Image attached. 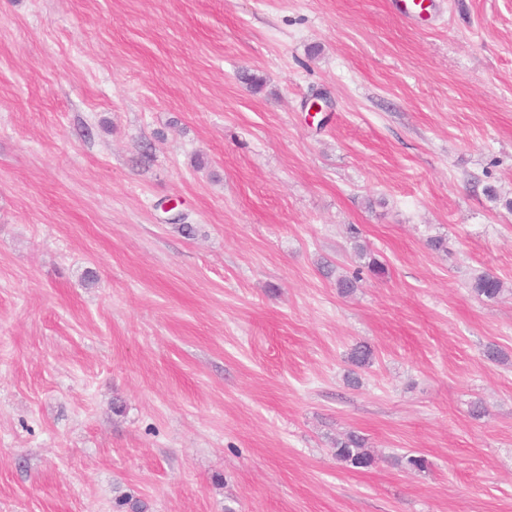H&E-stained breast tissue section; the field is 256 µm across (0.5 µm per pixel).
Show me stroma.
I'll return each instance as SVG.
<instances>
[{"label":"stroma","mask_w":512,"mask_h":512,"mask_svg":"<svg viewBox=\"0 0 512 512\" xmlns=\"http://www.w3.org/2000/svg\"><path fill=\"white\" fill-rule=\"evenodd\" d=\"M507 198L512 0H0V512H512ZM355 256L359 259L360 263L352 275L336 276V288L343 296H348L355 292L356 288L359 287V282L362 281L364 271L376 279L383 278L388 273V268L384 261L377 258L374 254L368 253L363 247L359 246L356 248ZM470 288L476 297L487 302H496L505 292L503 281L488 271L474 274ZM336 460L352 470H366L376 463L374 455L368 451L367 439L357 431H348L336 436L331 442Z\"/></svg>","instance_id":"35a3bbf8"}]
</instances>
